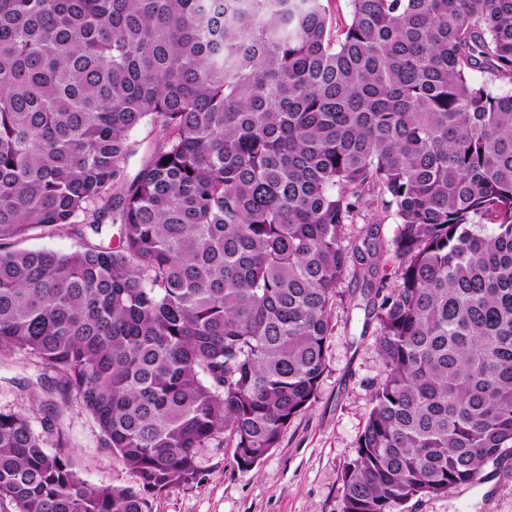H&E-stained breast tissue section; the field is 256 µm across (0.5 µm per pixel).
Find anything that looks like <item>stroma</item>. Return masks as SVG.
Returning <instances> with one entry per match:
<instances>
[{"label": "stroma", "instance_id": "obj_1", "mask_svg": "<svg viewBox=\"0 0 512 512\" xmlns=\"http://www.w3.org/2000/svg\"><path fill=\"white\" fill-rule=\"evenodd\" d=\"M340 289L316 399L293 418L279 447L254 468L242 469L223 437H216L198 452L197 479L167 487L152 498L151 512H341L342 475L355 456L384 366L376 351L379 325L365 311L360 282L346 278ZM37 376L23 356L0 363V408L24 413L52 449L57 436L44 430L47 411ZM65 430L86 482L132 484L122 460L101 448L97 428L79 406H72ZM399 512H512V456L487 467L480 484L411 501Z\"/></svg>", "mask_w": 512, "mask_h": 512}]
</instances>
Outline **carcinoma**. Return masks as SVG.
Listing matches in <instances>:
<instances>
[{"label":"carcinoma","instance_id":"obj_1","mask_svg":"<svg viewBox=\"0 0 512 512\" xmlns=\"http://www.w3.org/2000/svg\"><path fill=\"white\" fill-rule=\"evenodd\" d=\"M349 2L337 28L324 0H0V361L33 357L134 478L87 483L0 409V512H151L220 433L257 465L316 399L349 273L386 377L341 512L512 455V0ZM375 203L393 237L350 239ZM106 233L107 234L103 232L102 235L98 236L94 235L89 230L87 231L86 240L92 243L104 241V243L107 244L110 235L117 233V226H114L110 231H106ZM86 240L66 232L41 235L39 231H37L33 236L20 241L16 247L19 249L50 250L57 253H70L81 249Z\"/></svg>","mask_w":512,"mask_h":512}]
</instances>
